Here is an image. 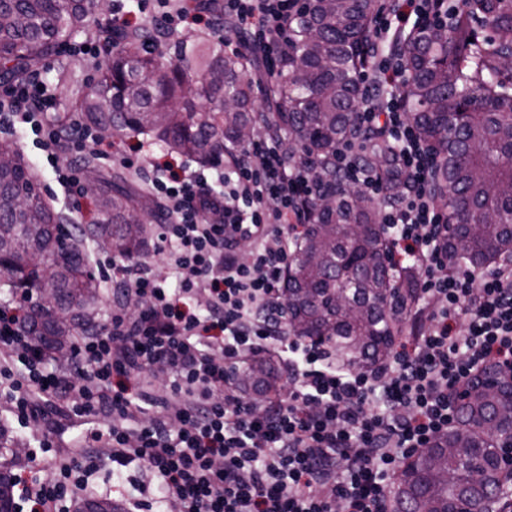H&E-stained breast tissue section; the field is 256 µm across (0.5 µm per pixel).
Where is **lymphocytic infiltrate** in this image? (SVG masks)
<instances>
[{"instance_id":"1","label":"lymphocytic infiltrate","mask_w":512,"mask_h":512,"mask_svg":"<svg viewBox=\"0 0 512 512\" xmlns=\"http://www.w3.org/2000/svg\"><path fill=\"white\" fill-rule=\"evenodd\" d=\"M377 2L356 120L384 128L410 184L379 220L395 266L415 274L407 317L423 318L422 331L362 369L289 335L285 270L307 221L301 203L314 195L300 157L255 136L222 192L203 172L161 163L151 188L170 220L156 238L171 248L177 287L145 256L111 262V317L64 361L26 336L20 304H0V409L23 427L44 423L13 478L16 512H75L106 463L116 478L134 463L146 469L121 512H147L155 487L175 512H382L401 465L459 426V389L487 367L512 366V266L449 262L448 226L431 197L433 156L407 113L409 64L396 40L447 23L448 0ZM221 6L232 20L225 39L255 49L265 76L277 77L280 39L301 0ZM0 123L28 127L58 184L78 196L81 160L98 133L77 116L59 119L40 74L0 85ZM363 154L361 141L338 145L336 169L382 200L385 176ZM266 355L286 363L287 390L246 392L244 376ZM56 403L89 434L63 444L45 418Z\"/></svg>"}]
</instances>
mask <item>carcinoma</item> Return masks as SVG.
Returning <instances> with one entry per match:
<instances>
[{
	"mask_svg": "<svg viewBox=\"0 0 512 512\" xmlns=\"http://www.w3.org/2000/svg\"><path fill=\"white\" fill-rule=\"evenodd\" d=\"M94 0H0V78L23 77L86 31ZM376 0H305L289 27L281 83L271 88L275 111L268 131L288 152L303 156L320 188L307 203L310 224L286 275L289 333L326 334L342 358L360 368L386 360L404 326L414 275H395L378 211L397 204L406 180L397 151L379 131L362 135L363 162L383 170L387 196L375 203L360 188L341 183L333 167L336 145L355 137L358 68ZM491 23L480 36L473 23ZM111 45L97 79L72 108L105 134L148 136L172 153L216 165L245 145L258 124L246 59L224 51V39L197 36L175 44L167 66L156 58L169 33L159 28L101 30ZM413 73L409 118L436 157L433 191L447 213L448 253L482 268L512 254V0H462L448 25L399 40ZM96 212L86 228L101 249L121 255L143 250L145 208L164 207L128 186L118 171L99 176ZM61 216L42 197L37 176L19 155L0 163V278L14 290L55 291L59 308L40 301L24 308L35 345L63 359L75 336L101 327L103 296L84 269L81 240L61 234ZM460 428L441 438L446 450L425 453L402 473L393 495L409 512H435L457 489L445 479L487 435L484 421L512 416V399L481 392L463 406ZM108 498L77 512H119Z\"/></svg>",
	"mask_w": 512,
	"mask_h": 512,
	"instance_id": "1",
	"label": "carcinoma"
}]
</instances>
